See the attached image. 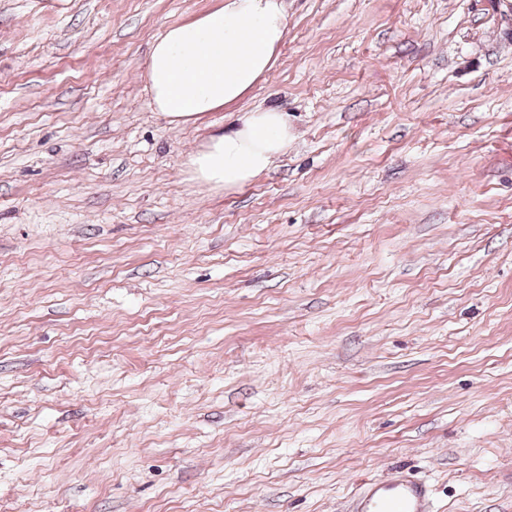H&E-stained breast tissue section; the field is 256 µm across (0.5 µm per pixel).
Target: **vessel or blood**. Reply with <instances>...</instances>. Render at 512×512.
I'll return each instance as SVG.
<instances>
[{
  "mask_svg": "<svg viewBox=\"0 0 512 512\" xmlns=\"http://www.w3.org/2000/svg\"><path fill=\"white\" fill-rule=\"evenodd\" d=\"M354 512H432V506L426 484L400 472L359 492Z\"/></svg>",
  "mask_w": 512,
  "mask_h": 512,
  "instance_id": "obj_1",
  "label": "vessel or blood"
}]
</instances>
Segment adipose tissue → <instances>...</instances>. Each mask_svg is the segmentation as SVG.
<instances>
[{
	"label": "adipose tissue",
	"mask_w": 512,
	"mask_h": 512,
	"mask_svg": "<svg viewBox=\"0 0 512 512\" xmlns=\"http://www.w3.org/2000/svg\"><path fill=\"white\" fill-rule=\"evenodd\" d=\"M287 29L281 0H224L169 26L154 42L147 69L155 111L188 123L239 101L274 68ZM289 140L282 112L251 111L238 129L212 137L191 166L198 180L230 190L268 170Z\"/></svg>",
	"instance_id": "1"
}]
</instances>
